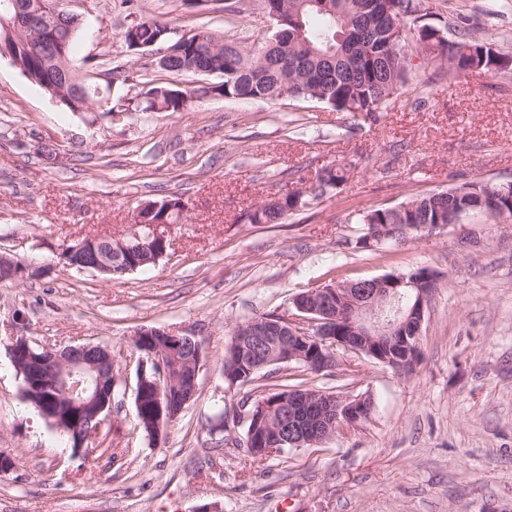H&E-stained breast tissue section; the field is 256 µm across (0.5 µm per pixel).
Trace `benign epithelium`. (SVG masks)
<instances>
[{
	"label": "benign epithelium",
	"instance_id": "1",
	"mask_svg": "<svg viewBox=\"0 0 512 512\" xmlns=\"http://www.w3.org/2000/svg\"><path fill=\"white\" fill-rule=\"evenodd\" d=\"M44 11V0H29L20 8L16 0L5 4L0 24L13 34L27 27L30 18ZM460 215L453 209L438 210L437 223L423 224L421 228L432 234L447 224L459 222ZM131 236L139 241V250L154 252L158 261L167 254L166 243L171 240L170 224H157L145 218L134 217ZM87 246L82 239L62 249L60 262L79 271L89 269L72 260ZM111 257L100 261V266L112 268V261L120 262L129 256V246L121 237L113 238ZM29 275L27 265L6 255H0V280L17 282ZM436 284V275L426 270L409 276L388 274L367 283H334L310 293H300L294 299L302 320L314 325V334L299 329L294 323L272 325L264 318H254L236 328L235 344L242 352V362L250 363L252 370L273 364L306 360L322 371L336 367L333 349L341 345L346 350L379 361L402 372L411 370L416 361L422 323L428 302V289ZM188 335H177L159 328L142 329L133 338L139 359L138 387L152 389L155 394L156 416L152 433L160 436L172 420L164 406L172 403L171 390H179L181 382L189 378L196 383L205 366L202 346L187 351ZM13 364L33 365L43 375L42 387H33L67 401L75 413L69 420L71 431L83 432L84 442L75 447L81 453L87 442L95 439L102 425L99 416L112 409V356L102 346L83 345L57 350L41 347L37 350L20 347L16 340L9 345ZM96 406L87 418L83 410ZM262 429L251 436L250 445L258 448L270 438L285 444L319 446L333 437L337 428L360 424L371 416V410L361 397L338 395L329 397L318 392H290L273 405L259 404Z\"/></svg>",
	"mask_w": 512,
	"mask_h": 512
}]
</instances>
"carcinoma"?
<instances>
[{
    "label": "carcinoma",
    "mask_w": 512,
    "mask_h": 512,
    "mask_svg": "<svg viewBox=\"0 0 512 512\" xmlns=\"http://www.w3.org/2000/svg\"><path fill=\"white\" fill-rule=\"evenodd\" d=\"M276 30L262 46L226 42L224 37L206 29L190 35L182 44L169 39L170 24L140 15L125 31L128 47L138 51L160 49L175 53L172 72L177 75L215 71L223 76L220 83L177 94L170 85L154 86L147 91L144 110L179 112L189 103L211 95L228 99L279 101L283 89L291 99L323 103L338 112H362L370 118L386 110L393 92L408 82L411 64L406 47L411 28H416L421 48L428 49L429 61L443 66L450 74L512 73V57L499 51L491 39L471 35L459 25L448 26L455 36L457 52L444 56L439 52L443 39L440 29L419 23L427 10L423 0H395L396 23L385 21L369 9L371 0H276ZM78 28L69 21L57 30V37L35 53L25 49L32 33L5 37L12 53L19 59L20 72L49 94L61 95L60 102L74 109L84 102L100 101L95 85L79 77L71 68L70 53ZM344 181L342 169L333 165L322 168L316 186L292 190L275 199L262 201L244 214L249 224H280L288 214L323 198L328 190ZM488 183L468 181L448 189L452 205L465 212H480V197L488 192ZM140 214L152 221L169 223L180 220V201L169 198L142 203ZM438 206L436 194L414 197L395 206L374 208L362 214L364 224H401L409 230L433 219ZM224 370L238 384L251 383L255 374L238 365L231 347L224 350ZM290 388L310 390L302 378L285 380L278 388L264 390L258 399L269 404ZM30 403L48 420L70 414L65 402L49 393H36Z\"/></svg>",
    "instance_id": "1"
}]
</instances>
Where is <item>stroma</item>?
Listing matches in <instances>:
<instances>
[{
    "instance_id": "obj_1",
    "label": "stroma",
    "mask_w": 512,
    "mask_h": 512,
    "mask_svg": "<svg viewBox=\"0 0 512 512\" xmlns=\"http://www.w3.org/2000/svg\"><path fill=\"white\" fill-rule=\"evenodd\" d=\"M180 32L205 28L262 44L259 0L185 10L143 0ZM426 23L491 34L512 55V0H426ZM82 20L71 65L114 109L74 112L0 58V253L34 268L0 283V512H512V224L473 212L365 248L360 211L473 179L512 181V74L449 76L413 53L414 75L377 119L311 100L208 97L181 112H135L154 86L195 88L152 52L130 49L118 0H72ZM124 66L127 81L113 80ZM340 164L345 181L280 224L240 217L269 195L308 186ZM178 197L168 257L107 281L59 262L64 245L125 235L135 206ZM430 269L440 275L411 372L337 351L314 388L371 395L358 428L262 461L247 454L243 402L290 366L229 387V331L267 313L295 315L294 295L343 279ZM146 328L197 336L207 355L190 404L152 444L136 418ZM107 347L115 398L97 439L111 456L74 454L23 396L8 345Z\"/></svg>"
}]
</instances>
